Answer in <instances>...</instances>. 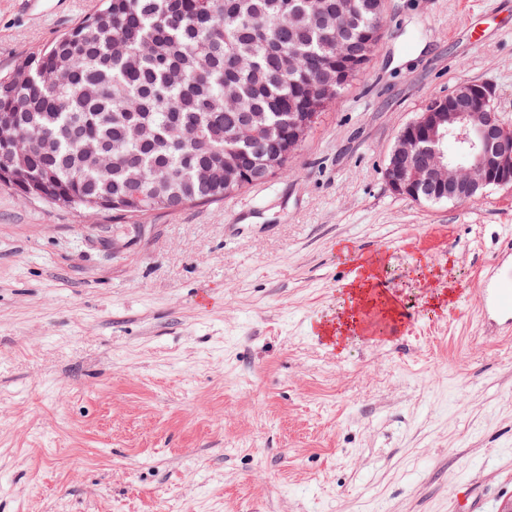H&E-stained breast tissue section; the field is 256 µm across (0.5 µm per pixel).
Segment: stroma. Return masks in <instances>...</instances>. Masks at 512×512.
I'll use <instances>...</instances> for the list:
<instances>
[{"instance_id":"35a3bbf8","label":"stroma","mask_w":512,"mask_h":512,"mask_svg":"<svg viewBox=\"0 0 512 512\" xmlns=\"http://www.w3.org/2000/svg\"><path fill=\"white\" fill-rule=\"evenodd\" d=\"M98 5L0 0V73ZM465 81L512 123V0H386L287 172L145 224L0 183V512L511 507L512 332L477 298L512 267V188L420 203L384 175ZM374 260L397 308L332 345Z\"/></svg>"}]
</instances>
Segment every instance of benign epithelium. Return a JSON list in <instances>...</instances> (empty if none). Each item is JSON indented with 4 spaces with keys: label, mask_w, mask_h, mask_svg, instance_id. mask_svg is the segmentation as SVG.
<instances>
[{
    "label": "benign epithelium",
    "mask_w": 512,
    "mask_h": 512,
    "mask_svg": "<svg viewBox=\"0 0 512 512\" xmlns=\"http://www.w3.org/2000/svg\"><path fill=\"white\" fill-rule=\"evenodd\" d=\"M470 89L457 111L446 112L453 95L435 97L431 111L420 112L399 132L389 154L385 179L396 195L421 201L431 186L452 189L467 183L483 188L512 184V124L497 113V88L487 82H467ZM316 112H299L290 120L288 159H293L308 134L318 123ZM453 139L469 164L461 167L448 156V139ZM23 172L14 167V153L0 158V182L27 197L16 184Z\"/></svg>",
    "instance_id": "1"
}]
</instances>
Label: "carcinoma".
<instances>
[{"label":"carcinoma","instance_id":"carcinoma-1","mask_svg":"<svg viewBox=\"0 0 512 512\" xmlns=\"http://www.w3.org/2000/svg\"><path fill=\"white\" fill-rule=\"evenodd\" d=\"M335 0H102L99 10L23 59L32 82L0 77V117L24 143L22 168L41 194L94 211H134L223 200L253 164L288 141L291 112H325L313 80L342 91L381 43L384 0H354L336 45ZM244 118L263 138L240 153ZM200 128L174 141L173 123ZM91 139L114 157L93 169Z\"/></svg>","mask_w":512,"mask_h":512}]
</instances>
